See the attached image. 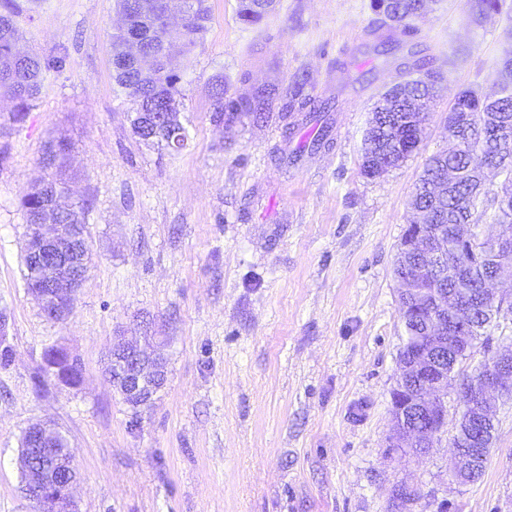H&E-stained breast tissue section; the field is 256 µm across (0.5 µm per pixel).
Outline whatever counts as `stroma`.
I'll return each instance as SVG.
<instances>
[{"label":"stroma","mask_w":512,"mask_h":512,"mask_svg":"<svg viewBox=\"0 0 512 512\" xmlns=\"http://www.w3.org/2000/svg\"><path fill=\"white\" fill-rule=\"evenodd\" d=\"M206 30L173 62L177 153L139 141L113 79L116 0H38L16 19L22 50L58 57L24 122L0 134V512H31L15 464L37 422L68 437L77 512H388L405 481L412 512H512V398L501 401L481 478L449 481L448 436L420 456L386 446L403 332L393 267L427 159L448 149V110L490 89L512 55V0L480 23L462 0H431L405 36L370 0H276L260 23L238 0H207ZM439 79L419 149L382 177L361 175L377 96ZM329 100L325 112L305 98ZM250 99L226 120L219 100ZM327 133L314 147L312 138ZM58 170L90 203L92 249L71 315L48 319L24 280L22 197ZM154 320L168 377L133 411L104 376L118 330ZM83 367L73 389L44 352Z\"/></svg>","instance_id":"stroma-1"}]
</instances>
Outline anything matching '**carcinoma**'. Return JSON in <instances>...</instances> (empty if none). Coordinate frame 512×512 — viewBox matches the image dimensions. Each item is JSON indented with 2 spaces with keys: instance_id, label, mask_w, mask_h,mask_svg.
I'll use <instances>...</instances> for the list:
<instances>
[{
  "instance_id": "obj_1",
  "label": "carcinoma",
  "mask_w": 512,
  "mask_h": 512,
  "mask_svg": "<svg viewBox=\"0 0 512 512\" xmlns=\"http://www.w3.org/2000/svg\"><path fill=\"white\" fill-rule=\"evenodd\" d=\"M166 0H140L137 8L131 9L128 0H117V7L124 16V28L137 37L143 49H162L161 60L151 70L142 69L135 58L130 56L124 39L119 34L111 35L114 81L136 104L135 112H160L164 122L158 130L150 127L139 128L133 123L132 132L146 144L156 140L165 142L172 152H179L187 145L186 128L175 106V93L179 76L170 68L173 51L177 44L192 42L195 35L205 29L209 20L206 0H182L185 5L184 23L181 31H172L163 22ZM430 0H371V6L384 16L382 24L410 32V18ZM503 0H466V6L473 22H479L490 13L502 9ZM20 10L18 0H0V91H4L14 102L9 120L15 124L24 122L32 102L40 93L44 74L60 67L58 59H44L36 54L18 53L17 43L21 32L15 17ZM266 14L259 0H238V16L246 23H257ZM437 80L427 74L424 80L399 83L381 94L375 106L390 102L401 103L403 117L414 111L418 99L429 101L436 94ZM460 117H467L468 124L458 127L453 118H448V134L454 139L451 149L435 154L415 185L409 201L412 211L428 207L431 194L443 193L440 223L448 226V240L444 242L443 264L431 273V279L442 283L448 292L469 295V333L474 340L490 341V336L501 329L500 318L512 314V308L499 309L496 304L487 306L480 298V288L490 276V264L498 254L501 236L512 233V197L506 199L471 180L469 172L483 154L492 156L512 182V83L500 84L488 91L479 87L460 90L451 107ZM416 125L407 122L396 125L389 112H372L366 135L380 150L377 161L389 159L404 161L419 147ZM54 150L42 158L43 167L57 168L72 149L71 142L60 139L53 144ZM446 161L458 172L457 181L450 188H443L436 182L440 161ZM21 207L25 222L36 223L35 217L50 211L59 224H79L86 228L89 205L86 202L73 203L68 200L65 182L55 175L41 180L22 199ZM474 228L473 242L480 254L477 261H469L455 240L459 230ZM30 245L23 250L25 282L28 291L39 293L46 287L45 277L31 266L28 256ZM90 259L88 239L74 249L67 251L66 260L73 266L87 271ZM425 316L403 324L401 348L410 352L414 338L423 334ZM46 367L56 366L65 383L73 388L81 385L82 368L70 363L69 356L62 350L50 349L45 355ZM69 445L68 438L60 433L56 437L37 442L27 430L20 438L18 472L23 490L34 494L36 484L32 483L33 472H40L42 478L51 475L63 466L71 467L78 473L70 457L64 452Z\"/></svg>"
}]
</instances>
